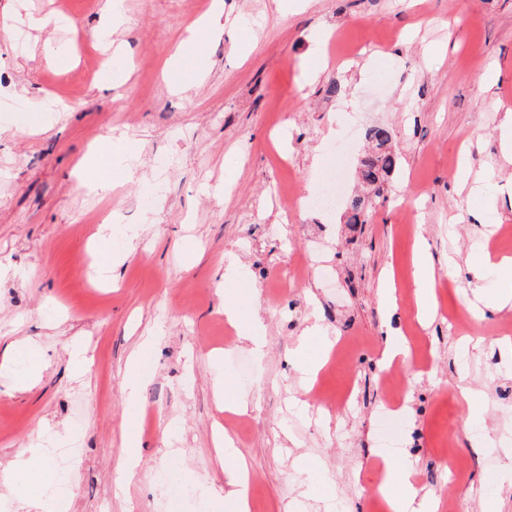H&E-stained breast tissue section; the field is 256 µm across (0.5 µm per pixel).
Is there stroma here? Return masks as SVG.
<instances>
[{"label": "stroma", "mask_w": 512, "mask_h": 512, "mask_svg": "<svg viewBox=\"0 0 512 512\" xmlns=\"http://www.w3.org/2000/svg\"><path fill=\"white\" fill-rule=\"evenodd\" d=\"M212 2L121 0L114 88L89 73L101 56L99 0H0L16 19L0 31V512H44L3 476L45 423L57 444L75 439L83 452L67 512H170L158 476L174 460L195 488L220 484L221 381L249 402L232 439L250 512H370L388 429L414 484L440 496L439 512H482L489 497L512 512V311L473 314L474 290L495 280L469 265L488 225H512V163L499 138L512 113V0H224L220 27L194 30ZM49 13L65 26H27ZM191 32L205 74L175 90L161 70ZM61 50L66 61L49 64ZM30 100L50 108L44 129L25 123ZM375 126L392 129L400 165L367 222L348 223L342 204L299 209L345 137L336 179L355 194ZM118 140L139 146L134 174L94 193L80 163ZM463 167L481 182L478 198L457 190ZM150 182L160 193L147 207ZM106 223L120 241L100 284L84 267ZM418 243L437 266L461 270L438 281L425 325L415 318ZM232 260L258 287L260 355L224 315ZM388 273L391 319L379 299ZM314 324L334 347L320 389L305 390L290 353ZM390 327L414 363L399 376L395 411L379 363ZM148 336L157 344L135 411L122 381ZM19 342L37 346L43 365L25 389L9 370ZM76 344L90 360L79 375ZM462 383L485 396L477 428L490 446L464 432ZM132 423L145 449L128 476L119 463ZM493 473L507 482L485 486ZM310 482L320 488L308 495Z\"/></svg>", "instance_id": "35a3bbf8"}]
</instances>
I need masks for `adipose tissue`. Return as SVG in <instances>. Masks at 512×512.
<instances>
[{
	"label": "adipose tissue",
	"mask_w": 512,
	"mask_h": 512,
	"mask_svg": "<svg viewBox=\"0 0 512 512\" xmlns=\"http://www.w3.org/2000/svg\"><path fill=\"white\" fill-rule=\"evenodd\" d=\"M138 148L133 142L114 146L89 157L83 163L92 175L97 189L107 192L119 179L130 177L132 162ZM476 264L492 268L498 286L483 302L489 313L497 314L512 306V258L504 257L491 262L487 252L475 255ZM456 264H449L445 271H438L432 259L418 254L414 263L413 280L418 303L419 316H426L432 308L435 287L439 277H455ZM224 314L233 323L243 341L255 353H262L265 345V327L258 315H243L245 305L253 300V290L247 289L239 275L236 262H229L224 268ZM225 489L223 494L209 496L208 502L214 512H249L247 496V469L243 462L233 461L224 465ZM55 473L46 463L42 449H32L29 456L13 470L10 480L14 489L26 497L37 496L46 485L52 483ZM381 492L390 512H438L439 498L432 493H420L410 481V470L403 456L385 457Z\"/></svg>",
	"instance_id": "adipose-tissue-1"
}]
</instances>
